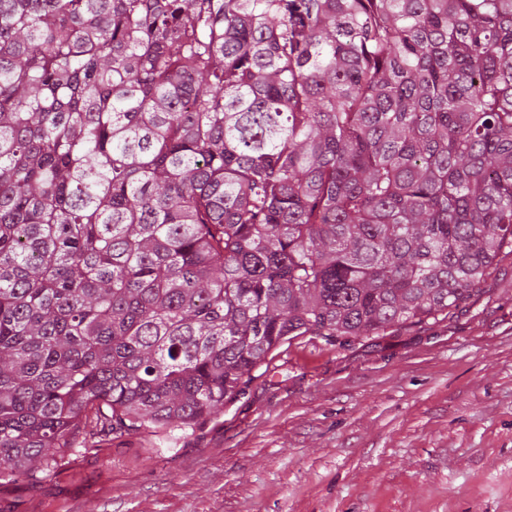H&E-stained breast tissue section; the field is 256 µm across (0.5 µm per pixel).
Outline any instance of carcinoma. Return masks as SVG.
I'll return each mask as SVG.
<instances>
[{
  "mask_svg": "<svg viewBox=\"0 0 512 512\" xmlns=\"http://www.w3.org/2000/svg\"><path fill=\"white\" fill-rule=\"evenodd\" d=\"M503 254L512 0H0V473L448 315Z\"/></svg>",
  "mask_w": 512,
  "mask_h": 512,
  "instance_id": "obj_1",
  "label": "carcinoma"
}]
</instances>
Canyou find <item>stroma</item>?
<instances>
[{"label": "stroma", "instance_id": "1", "mask_svg": "<svg viewBox=\"0 0 512 512\" xmlns=\"http://www.w3.org/2000/svg\"><path fill=\"white\" fill-rule=\"evenodd\" d=\"M512 512V256L431 325L283 345L244 398L0 476V512Z\"/></svg>", "mask_w": 512, "mask_h": 512}]
</instances>
